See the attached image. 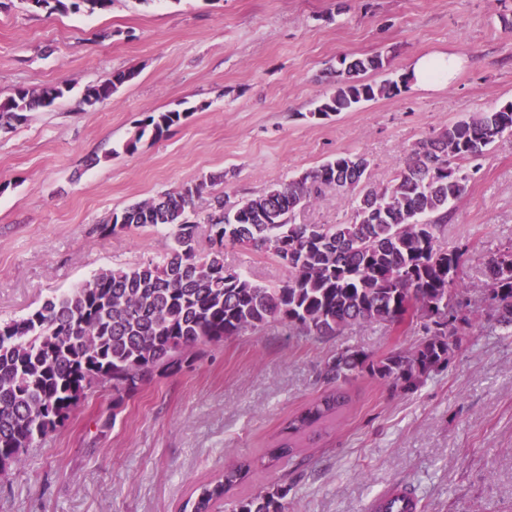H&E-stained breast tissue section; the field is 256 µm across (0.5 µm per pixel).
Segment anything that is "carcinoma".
Returning <instances> with one entry per match:
<instances>
[{
  "mask_svg": "<svg viewBox=\"0 0 512 512\" xmlns=\"http://www.w3.org/2000/svg\"><path fill=\"white\" fill-rule=\"evenodd\" d=\"M25 2L49 13H93L112 0ZM381 67L378 55L349 59L311 116L330 118L401 92L404 81L364 78ZM132 78L115 72L87 86L82 103L100 104ZM70 91L65 80L38 91L17 89L0 101V131ZM190 115L174 110L148 116L125 150L135 151L146 136H163ZM507 132L512 133V102L417 142L383 187L369 182L366 156L338 153L234 209L214 195L205 218L206 253L198 249L199 224L189 212L194 196L223 181L222 174L113 213L106 230L162 227L175 246L160 263L102 270L28 314L0 322V460L20 464L28 448L65 423L93 385L112 386V408L118 409L157 371L182 368L198 348L274 323L290 333L335 336L354 326L416 319L425 339L408 352L378 359L356 350L337 352L325 371L336 388L288 417L283 440L268 451L267 468L293 457L304 436L344 412L351 397L342 384L366 375L403 393L415 391L422 378L448 367L457 346L449 337L472 326L477 308L486 307L512 328V246L489 258L481 287L469 288V246L448 248L438 237L448 223V207L468 191L471 172L462 164L482 158ZM324 187L353 197L352 222L295 223V212ZM228 245L264 251L281 263L293 250L288 279L270 288L226 266ZM251 469L249 461L225 467L220 478L196 489L190 512H213ZM288 492L284 480L261 486L234 501L231 512H286Z\"/></svg>",
  "mask_w": 512,
  "mask_h": 512,
  "instance_id": "cac0c4a2",
  "label": "carcinoma"
}]
</instances>
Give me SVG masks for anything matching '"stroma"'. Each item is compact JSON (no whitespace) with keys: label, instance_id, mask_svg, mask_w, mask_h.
Returning <instances> with one entry per match:
<instances>
[{"label":"stroma","instance_id":"1","mask_svg":"<svg viewBox=\"0 0 512 512\" xmlns=\"http://www.w3.org/2000/svg\"><path fill=\"white\" fill-rule=\"evenodd\" d=\"M453 53L449 84L409 86L328 120L312 112L342 56H381L371 81L418 57ZM134 72L104 103L87 85ZM68 81L72 92L0 131V321L71 291L100 270L160 260L167 230L101 232L113 212L214 173L212 195L234 207L340 152L371 162L383 186L414 143L512 101V0H112L107 11L49 14L0 0V99ZM192 108L162 137L125 151L157 112ZM441 236L468 243L465 280L512 245V134L478 162ZM350 198L331 188L300 224H345ZM225 265L268 286L288 277L269 254L225 247ZM421 323L371 324L337 336L289 335L274 324L206 345L191 367L155 376L121 408L96 385L55 433L0 474V512H181L197 486L274 447L283 422L331 385L325 364L349 348L410 350ZM352 403L301 440L296 457L256 469L227 501L287 480L288 512H367L393 485L421 512H512V335L483 315L447 369L405 394L378 380L345 383Z\"/></svg>","mask_w":512,"mask_h":512}]
</instances>
